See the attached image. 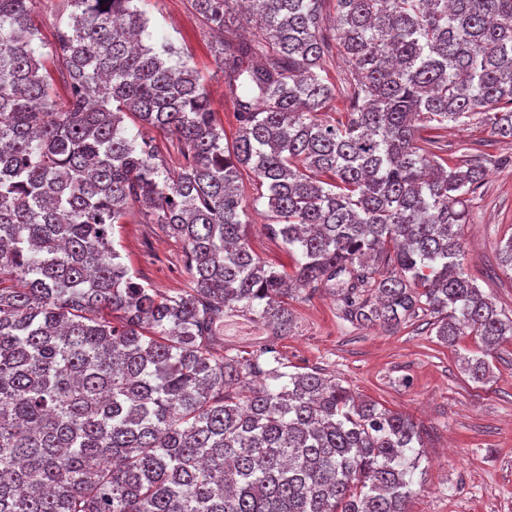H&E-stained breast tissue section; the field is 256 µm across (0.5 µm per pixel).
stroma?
Masks as SVG:
<instances>
[{
  "mask_svg": "<svg viewBox=\"0 0 512 512\" xmlns=\"http://www.w3.org/2000/svg\"><path fill=\"white\" fill-rule=\"evenodd\" d=\"M139 7L148 18L143 44L158 52L172 45L171 63L186 61L197 69L225 140L233 142L238 123L215 54L216 38L193 0H140ZM445 139L449 151L470 147L495 158L468 202L463 246L469 273L512 315V272L497 256L498 243L512 236V140L480 124L449 127ZM239 186L249 206L253 251L273 265H292L281 240L265 230L268 217L250 171H242ZM114 245L123 263L155 287L170 293L187 287L182 243L140 213L116 225ZM288 308L292 322L284 336L255 314L225 312V352L275 343L289 372L317 370L355 395L412 415L422 426L426 448L414 474L410 512H512V343L498 347L489 359V377L476 383L462 364L476 348L474 339L443 344L430 317L394 331L353 325L343 320L339 301L324 291L295 294Z\"/></svg>",
  "mask_w": 512,
  "mask_h": 512,
  "instance_id": "obj_1",
  "label": "stroma"
}]
</instances>
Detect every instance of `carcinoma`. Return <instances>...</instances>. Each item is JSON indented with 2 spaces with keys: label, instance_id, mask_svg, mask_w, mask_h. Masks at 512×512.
<instances>
[{
  "label": "carcinoma",
  "instance_id": "carcinoma-1",
  "mask_svg": "<svg viewBox=\"0 0 512 512\" xmlns=\"http://www.w3.org/2000/svg\"><path fill=\"white\" fill-rule=\"evenodd\" d=\"M36 2L0 0V512H409L414 419L286 371L274 343L224 353V311L283 336L304 288L360 325L423 314L445 344L475 337L466 370L486 379L512 317L466 271L460 229L492 160L448 161L442 131L480 118L512 138V0H336L332 33L325 0H250L255 37L216 50L230 146L197 70L141 44L138 0H68L46 52ZM194 2L231 24L232 0ZM155 132L177 141L174 175ZM244 167L290 273L249 244ZM134 208L183 243L187 287L121 261Z\"/></svg>",
  "mask_w": 512,
  "mask_h": 512
}]
</instances>
